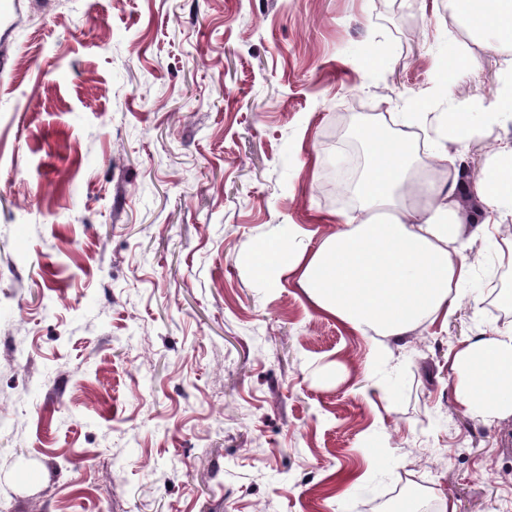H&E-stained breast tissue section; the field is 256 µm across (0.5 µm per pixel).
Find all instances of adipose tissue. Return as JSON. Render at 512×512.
<instances>
[{"mask_svg": "<svg viewBox=\"0 0 512 512\" xmlns=\"http://www.w3.org/2000/svg\"><path fill=\"white\" fill-rule=\"evenodd\" d=\"M468 37L488 50L512 51V0H450ZM445 144L432 163L417 164L410 135L387 136L367 128L370 163L354 187L357 215L337 214L341 231L314 249L262 246L248 256L268 277L294 275L310 300L350 333L402 336L417 324L454 308L465 277L466 243L458 177L439 181L449 145L469 129L471 112L448 113ZM473 191L479 225L512 215V145L494 146ZM450 370L466 412L494 423L512 417V327L469 340L454 354Z\"/></svg>", "mask_w": 512, "mask_h": 512, "instance_id": "obj_1", "label": "adipose tissue"}]
</instances>
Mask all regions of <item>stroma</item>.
Masks as SVG:
<instances>
[{"label": "stroma", "mask_w": 512, "mask_h": 512, "mask_svg": "<svg viewBox=\"0 0 512 512\" xmlns=\"http://www.w3.org/2000/svg\"><path fill=\"white\" fill-rule=\"evenodd\" d=\"M448 0H0V512H512V418L449 361L512 318L468 240L448 317L388 355L246 262L358 206L326 142L359 111L491 101L506 55ZM479 56L477 70L458 61ZM512 118L449 166L478 177Z\"/></svg>", "instance_id": "obj_1"}]
</instances>
